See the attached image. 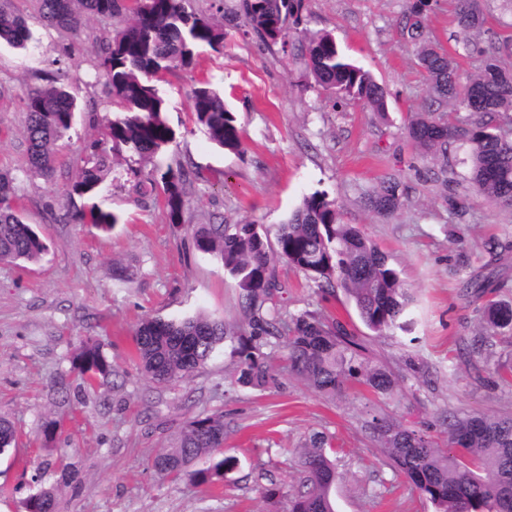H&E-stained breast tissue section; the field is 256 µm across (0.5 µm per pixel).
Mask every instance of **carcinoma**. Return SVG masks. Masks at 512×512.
<instances>
[{
  "instance_id": "cac0c4a2",
  "label": "carcinoma",
  "mask_w": 512,
  "mask_h": 512,
  "mask_svg": "<svg viewBox=\"0 0 512 512\" xmlns=\"http://www.w3.org/2000/svg\"><path fill=\"white\" fill-rule=\"evenodd\" d=\"M42 19L51 26L78 27L82 14L111 16L125 9V0H39ZM185 0H138L133 20L109 42L100 65L119 111L106 120V138L94 146L78 168L72 190L95 196L110 170L107 144L150 158L175 140L167 119V103L153 80L174 66L192 64L197 50L224 47V30L211 17L189 11ZM424 0L408 6L403 37L417 47L418 64L429 83L434 102L471 112L475 119L453 124L446 112H421L409 120L407 137L430 166L426 180L448 187V140L470 145V183L474 194L488 202L512 206V140L492 125L512 112V72L496 53L483 51L475 72L463 77L456 57L426 37ZM303 0H239L242 19L267 47L288 54V28L297 25ZM454 16L465 33L483 28L482 0H453ZM33 35L25 19L0 0V43L25 48ZM301 59L316 83L341 99H359L375 112L385 111L386 91L374 76L354 64L328 33L301 38ZM75 100L63 83L37 90L29 99L25 139L31 167L49 174L54 169V146L72 128ZM195 123L224 150L243 152L241 128L224 97L204 82L192 95ZM189 171L171 167L161 173L164 206L177 224L185 207L183 185ZM406 188L396 178L384 181L369 194L366 204L381 217L394 215L403 205ZM118 215L94 206L89 223L103 231L118 224ZM197 250L220 256L224 269L237 280L250 309L249 335L231 334L217 318L195 315L181 319L147 317L137 326L134 346L143 371L156 383L185 378L202 367L216 348L230 339L237 343L239 384L267 388L276 378L262 351L274 340L286 339L288 361L315 391L327 398L342 393L350 379L383 396L398 392V383L383 367L370 366L363 347L336 321L305 312L291 322L270 308L278 288L269 251L306 273L325 292L342 289L362 323L382 337L407 313L411 294L388 254L342 220L335 201L316 191L302 198L285 221L269 232L259 224H203L193 231ZM47 246L38 232L23 221L14 204L12 179L0 174V261L36 262ZM464 296L481 303L482 331L470 351L483 355L496 334L512 330V298L499 295L495 275L476 274L462 284ZM82 387L103 384L114 374L98 346L85 343L71 358ZM448 448L443 450L426 434L387 418L374 416L369 430L392 466L402 473L436 508V512H512V417L472 413L448 414ZM224 417L189 420L175 445L155 458L154 468L164 479L217 484L236 467L224 456ZM11 422L0 419V454L15 445ZM324 433L309 436L301 451L303 485L307 491L291 500L289 512H335L331 492L343 478L326 448ZM37 491L27 499V512L57 509L56 489L80 493L77 465L68 462L37 468Z\"/></svg>"
}]
</instances>
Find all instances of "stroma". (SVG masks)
<instances>
[{
	"mask_svg": "<svg viewBox=\"0 0 512 512\" xmlns=\"http://www.w3.org/2000/svg\"><path fill=\"white\" fill-rule=\"evenodd\" d=\"M238 0H189L213 15L226 38L222 51L199 49L191 66L164 73L156 86L176 139L150 159L117 161L98 199L72 190L76 165L102 138L114 106L100 68L102 49L131 17L86 15L78 32L46 26L36 0H13L35 37L32 49L0 46V172L13 180L15 203L43 238L39 261L0 263V417L17 444L0 455V512H27L31 481L42 461L78 462L79 497L57 494L58 512H288L304 492L299 450L313 433L332 437L345 478L332 492L335 512H435L393 469L370 439L373 416L401 421L447 447L443 419L480 411L512 414V334L497 335L489 357L467 355L479 331L480 305L466 300L462 280L484 271L489 240L509 245L495 272L512 296V207L476 198L468 144L448 143V184L426 182V164L405 127L432 96L417 49L400 31L408 0H304L301 26L332 35L343 53L386 89V109L337 102L298 60L264 47L226 19ZM487 22L463 36L448 0H429L427 33L444 48L464 39L501 46L512 36V0H483ZM71 78L78 110L57 145L52 175L27 163L24 126L31 94ZM210 82L224 94L243 130V153L218 148L194 122L190 93ZM185 166L186 205L171 223L161 193L149 185L156 167ZM399 176L403 207L381 218L364 205L379 183ZM327 192L370 240L389 252L410 286L404 328L374 336L344 292L322 293L302 271L273 259L279 315L317 311L358 337L364 356L400 384L396 397L357 382L329 399L291 371L276 346L277 383L266 389L237 381L233 344L216 350L191 376L158 384L139 368L133 332L145 317L205 314L232 333L248 328L246 304L221 260L195 249L201 224L281 223L314 191ZM459 201L451 209L448 198ZM119 215L111 232L81 222L92 205ZM98 341L115 373L78 390L70 355ZM223 414L225 455L236 458L219 487L160 480L155 457L172 446L190 419ZM60 427L45 436L43 424ZM276 496H268V489Z\"/></svg>",
	"mask_w": 512,
	"mask_h": 512,
	"instance_id": "35a3bbf8",
	"label": "stroma"
}]
</instances>
